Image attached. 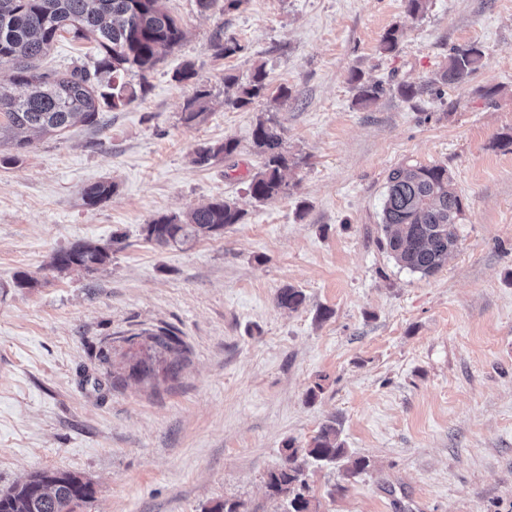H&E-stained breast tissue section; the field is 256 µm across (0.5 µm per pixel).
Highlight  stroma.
Listing matches in <instances>:
<instances>
[{"mask_svg":"<svg viewBox=\"0 0 512 512\" xmlns=\"http://www.w3.org/2000/svg\"><path fill=\"white\" fill-rule=\"evenodd\" d=\"M164 4L185 38L126 74L144 95L0 163V492L57 469L92 486L77 512H288L267 476L287 441L306 446L331 423L368 465L306 467L316 512H512V152L499 146L512 136V0H427L416 16L405 0ZM224 38L239 51L218 55ZM471 44L480 69L437 96L451 48ZM96 58L66 36L42 66ZM188 64L194 78L179 80ZM260 66L267 96L225 107V75L245 84ZM355 73L389 92L359 104ZM403 82L425 91L405 101ZM200 87L210 108L185 124ZM268 118L287 187L262 203L246 188ZM227 139L233 156L192 164ZM401 164L447 166L462 200L459 245L431 276L381 246L386 176ZM103 180L111 199L84 207L80 189ZM217 199L244 213L223 234L146 240L152 218ZM116 233L99 269L53 267L71 243ZM287 285L307 296L299 311L276 303ZM161 328L182 342L174 375L146 337ZM147 357L152 373L133 374Z\"/></svg>","mask_w":512,"mask_h":512,"instance_id":"obj_1","label":"stroma"}]
</instances>
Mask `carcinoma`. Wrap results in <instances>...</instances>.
<instances>
[{"instance_id": "1", "label": "carcinoma", "mask_w": 512, "mask_h": 512, "mask_svg": "<svg viewBox=\"0 0 512 512\" xmlns=\"http://www.w3.org/2000/svg\"><path fill=\"white\" fill-rule=\"evenodd\" d=\"M75 40H91L99 53L94 70L75 68L66 74L38 71L40 60L62 33ZM184 38L176 19L165 9L163 0H0V63H13L11 73L0 77V147L17 149L29 143L19 134L62 135L76 123L97 124L102 106L117 109L133 102L146 85L135 90L124 81L126 72L136 69L145 74ZM484 53L475 45L454 48L440 75V83L458 88L469 81L481 66ZM358 83L357 101L368 105L387 93L381 83ZM266 72L255 69L251 81L224 98V105L240 109L266 95ZM210 92L199 89L191 97L182 120L192 123L206 111ZM255 147L264 156L261 168L248 181L247 192L257 202L285 193L282 170L288 159L282 152L277 128L259 121L253 132ZM237 145L232 140L205 144L194 152L193 163L207 166L219 158L232 156ZM116 186L107 181L81 189L84 206L97 208L114 194ZM462 201L452 186L447 167L400 166L387 178L382 207L385 241L382 247L402 268L422 276L437 272L458 247L457 224ZM243 212L233 201L220 199L191 209L182 215H160L145 224L147 241L159 247H176L201 238L220 235L224 227L240 223ZM122 236L112 234L110 242L73 243L55 254L53 266L59 270H94L112 256ZM306 294L292 286L281 288L278 306L299 310ZM153 346L181 353V341L171 331L148 334ZM286 464L271 472L267 489L272 496L288 497V512H313L305 495V465L316 462L346 461L354 471L367 467L363 458L348 454L335 426L325 424L304 448L285 444ZM90 484L79 475L63 470H43L0 493V512H74L91 499L81 494L75 483Z\"/></svg>"}]
</instances>
